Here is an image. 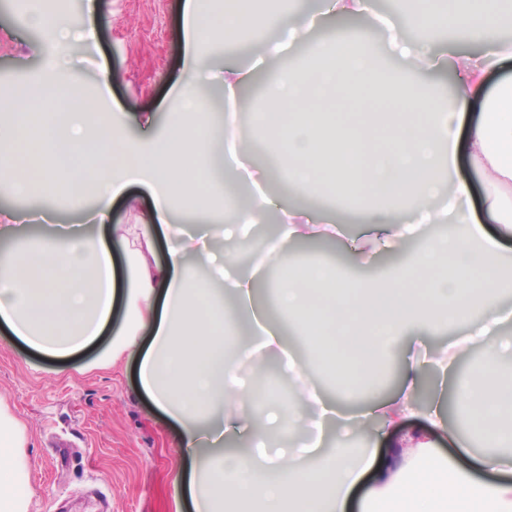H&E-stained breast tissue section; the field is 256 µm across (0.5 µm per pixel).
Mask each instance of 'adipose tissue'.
I'll list each match as a JSON object with an SVG mask.
<instances>
[{
	"mask_svg": "<svg viewBox=\"0 0 512 512\" xmlns=\"http://www.w3.org/2000/svg\"><path fill=\"white\" fill-rule=\"evenodd\" d=\"M451 2L443 8L439 0H419L409 25L466 30L481 52L432 55L402 30L392 33L408 71H451L449 96L421 95L401 77L384 105L342 121L339 99L353 98L376 68L364 42L316 46L305 68H289L266 88L255 113L243 93L249 73L225 67L224 99L232 111L250 112V133L215 123L199 83L209 65L204 46L231 43L244 29L283 25L293 43L305 31L297 15L259 10L256 0H184L187 77L174 88L184 106L168 113L161 133L131 136L115 113L91 107L60 61L38 87L0 99V173L20 193L33 183L47 193L68 183L80 207L69 224L43 212L45 233L35 247L0 254V324L27 347L64 360L94 343L121 304L122 324L99 364L138 357L140 386L176 425L179 447L208 444L210 461L189 479L197 512H346L368 471L373 481L359 512H512V431L503 426L512 419V373L498 367L512 353V336L488 345L478 336L466 341L485 352L477 386L457 390L486 447L473 467L425 440L397 454L364 447L353 457L322 447L327 431L342 438L353 428L392 427L409 417L446 429L444 413L418 403L417 393L425 370L447 372V356H407L397 397H374L351 415L339 413L338 395L322 392L315 373L330 367L344 386L363 385L400 338L467 324L477 309L484 322L498 323L499 295L512 288V277L500 271L499 240L485 235L470 185L456 176L459 161H467L483 187L484 213L502 237L512 235V73L491 87L484 80L512 60V41L498 34L506 0ZM250 137L280 157L294 185L358 199L360 218L383 239L354 249V264L366 263L371 249L411 240L409 216L435 223L429 201L441 187L453 230L416 246L387 280H353L330 276L327 263L309 254L289 265L299 242L330 231L312 210L287 206L276 211L275 235L242 267L240 245L271 210L268 192L236 207L229 223L214 217L209 202L225 171L268 181L248 166ZM132 184L146 187L151 202L132 222L113 223L112 203ZM89 190L94 202L86 208ZM176 209L190 226L176 225ZM112 240L123 246L121 260L113 258ZM195 261L207 277L192 274ZM273 267L281 273L269 306L258 284ZM300 330L322 349L315 366L290 347ZM257 355L276 360L296 387L290 411L271 401L254 412L239 372ZM25 446V425L0 403V512H31L36 492Z\"/></svg>",
	"mask_w": 512,
	"mask_h": 512,
	"instance_id": "ef3b65f1",
	"label": "adipose tissue"
}]
</instances>
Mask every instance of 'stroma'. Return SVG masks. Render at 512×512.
Instances as JSON below:
<instances>
[{"label":"stroma","mask_w":512,"mask_h":512,"mask_svg":"<svg viewBox=\"0 0 512 512\" xmlns=\"http://www.w3.org/2000/svg\"><path fill=\"white\" fill-rule=\"evenodd\" d=\"M183 2L96 0L91 12L87 0H59L49 8V16L69 21L92 18L96 38L58 45L41 32L23 31L25 18L15 0H0V98L21 85L37 86L49 60L61 54L89 101H96L98 79L106 74L111 79L113 112L130 123L142 112L165 121L179 105L172 89L184 78ZM367 5L368 13L355 23L373 36L385 55L386 69L401 68L402 63L389 54V33L379 22L383 14L404 27L407 38L432 51L471 46L463 37H425L420 29L407 27L415 0H406L400 8L394 0H367ZM211 56L215 75H222L229 62L250 71L252 85L261 87L278 67L289 68L301 60L302 49L293 47L260 65L241 46L216 45ZM0 206L17 209L25 217L50 206L61 223L75 219L64 186L48 197L39 190L16 197L0 179ZM110 341V336H102L70 359L55 361L0 329V399L28 429L26 452L36 491L33 512H193L186 489L175 483L178 466L188 465L189 458L177 446L172 422L142 391L136 360L111 368L97 365ZM448 363L446 378L425 372L424 400L432 402L436 387L445 386L450 397L443 411L449 426L466 440L470 453L482 452L484 444L453 392L474 380L483 353L452 357Z\"/></svg>","instance_id":"1"}]
</instances>
